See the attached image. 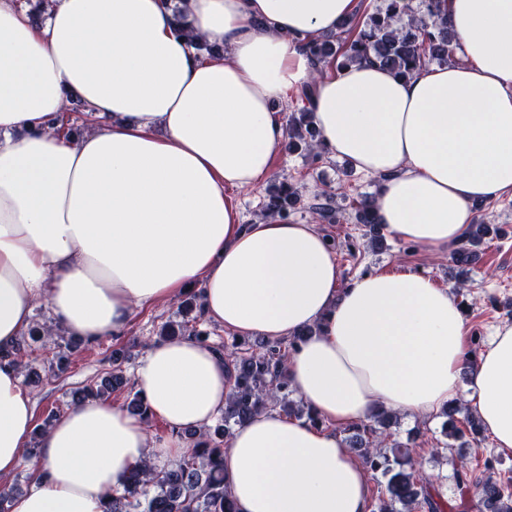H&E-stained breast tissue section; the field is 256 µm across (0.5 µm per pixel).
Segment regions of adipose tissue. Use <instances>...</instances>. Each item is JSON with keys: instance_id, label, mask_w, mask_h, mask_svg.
<instances>
[{"instance_id": "1", "label": "adipose tissue", "mask_w": 512, "mask_h": 512, "mask_svg": "<svg viewBox=\"0 0 512 512\" xmlns=\"http://www.w3.org/2000/svg\"><path fill=\"white\" fill-rule=\"evenodd\" d=\"M357 0H180L204 55L166 0H42L34 23L0 0V477L35 427L5 359L38 299L71 336L126 332L135 308L199 287L203 315L241 336L316 335L290 353L292 388L321 425L264 410L224 445L235 512H369L368 472L338 430L384 408L433 416L465 398L495 448L512 451V326L471 358L450 289L414 272L341 287L311 224L244 223L228 197L268 177L286 136L276 102L310 86L330 156L379 183L390 236L443 254L477 204L512 198V0H444L461 59L400 78L374 61L313 63L307 40L338 31ZM89 132L53 122L71 98ZM469 374L468 387L460 377ZM134 381L169 428L149 434L108 399L44 432L34 487L10 512H103L132 468L171 461L210 427L229 391L223 354L188 338L150 344Z\"/></svg>"}]
</instances>
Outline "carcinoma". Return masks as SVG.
Listing matches in <instances>:
<instances>
[{
	"label": "carcinoma",
	"mask_w": 512,
	"mask_h": 512,
	"mask_svg": "<svg viewBox=\"0 0 512 512\" xmlns=\"http://www.w3.org/2000/svg\"><path fill=\"white\" fill-rule=\"evenodd\" d=\"M441 0H377L372 12L356 21L349 18L339 26L336 36H321L310 40L306 50L319 64H333L338 68L374 59L395 75L406 78L426 63H448L452 58L453 35L448 28V16L441 11ZM289 149L319 158L323 149L309 117L307 108L294 112L288 119ZM332 195L323 190L308 205L312 218L322 219L329 210ZM301 197L292 184L282 182L269 191L263 208L264 217L287 218L297 209ZM356 223L368 228L371 243L383 242L382 227L374 199L365 196L356 202ZM493 234L488 224H476L472 233L453 252V260L460 268L459 287L467 283L468 266L475 257V248ZM203 316L198 310L191 319L166 323L160 335L166 339L192 337L204 343L208 333L197 328ZM50 333V328L34 322L17 343L14 351L4 354L19 369L30 368L29 351L32 344ZM300 332L290 339L289 345L281 340L261 342L255 349L247 342L234 344L227 354L229 392L224 413L215 426L197 434L188 433L193 443L189 453L171 467L159 469L146 459L138 464L123 487L109 495L105 512H234L224 479V441L235 426L253 414L271 405L288 416L304 419L314 425L323 421L302 401L290 398L294 393L286 375L289 351L303 342L306 334ZM124 357L111 356L112 370L96 386H88L75 393L72 404L89 399L103 398L128 384L121 368ZM463 411L454 401L442 410L445 421L442 433L455 440L464 436V430L473 435L482 434L478 419L464 417L465 427L459 426L456 415ZM398 416L386 411L373 415L369 422H360L345 428L347 447L360 457L371 470L384 477V488L377 512H414L425 508L427 512H443V504L434 500L430 476L415 469L409 448L400 443L385 453L378 448L377 432L389 427ZM456 486L472 483L479 489L480 505L486 512H512V485L499 482L492 476H477L469 469L465 457L451 462Z\"/></svg>",
	"instance_id": "carcinoma-1"
}]
</instances>
